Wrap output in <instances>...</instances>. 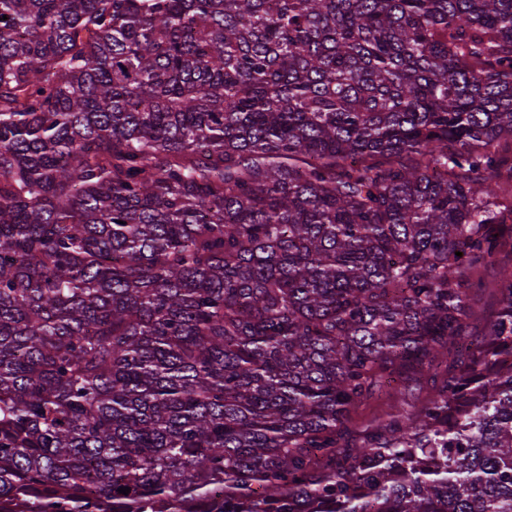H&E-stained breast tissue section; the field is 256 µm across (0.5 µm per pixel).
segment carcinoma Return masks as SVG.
<instances>
[{"label":"carcinoma","instance_id":"cac0c4a2","mask_svg":"<svg viewBox=\"0 0 512 512\" xmlns=\"http://www.w3.org/2000/svg\"><path fill=\"white\" fill-rule=\"evenodd\" d=\"M502 141L512 0H0V512H512ZM487 288L480 291H471L467 293V302L473 312V324L469 329L471 336L467 338L481 337L484 333L485 321L491 316L498 306L497 302V282L498 270L487 267L480 271ZM386 391V386L380 387L371 400L359 406L352 414L351 422L349 423L350 429L347 431L345 437L348 444H353L356 441L359 429L389 410L392 400L389 398Z\"/></svg>","mask_w":512,"mask_h":512}]
</instances>
